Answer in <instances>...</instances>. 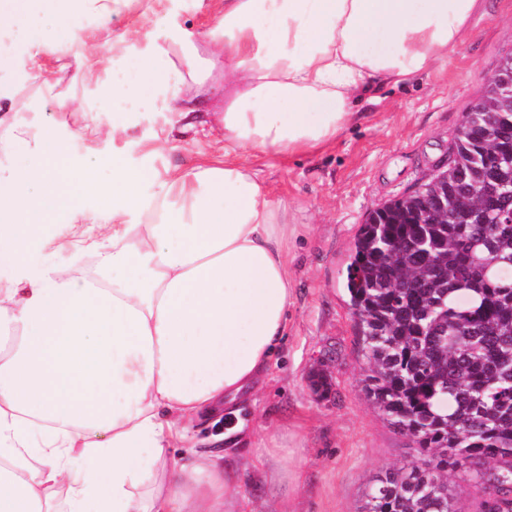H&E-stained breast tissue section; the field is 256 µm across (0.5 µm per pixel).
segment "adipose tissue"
Wrapping results in <instances>:
<instances>
[{"instance_id": "ef3b65f1", "label": "adipose tissue", "mask_w": 512, "mask_h": 512, "mask_svg": "<svg viewBox=\"0 0 512 512\" xmlns=\"http://www.w3.org/2000/svg\"><path fill=\"white\" fill-rule=\"evenodd\" d=\"M122 0H0V512H239L237 468L177 452L186 426L252 391L288 334V203L242 156L309 155L359 118L361 101L447 61L481 0H200L205 39L156 46L112 81L113 138L134 113L172 114L174 135L219 130L224 152L164 175L112 161L101 183L58 125L12 117L23 69L81 39L87 76L105 62L84 20ZM153 180L143 198L140 185ZM111 225L92 273L36 262L45 228Z\"/></svg>"}]
</instances>
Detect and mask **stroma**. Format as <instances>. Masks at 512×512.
<instances>
[{"mask_svg":"<svg viewBox=\"0 0 512 512\" xmlns=\"http://www.w3.org/2000/svg\"><path fill=\"white\" fill-rule=\"evenodd\" d=\"M471 26V36L441 68L384 88L379 101L367 105L364 119L324 151L274 163L258 153L249 157L291 206L295 289L288 338L255 396L236 405L235 417L245 430L276 433L283 465L299 474L297 484H288L259 465L257 449H236L249 512H274L279 496L289 498L291 512H361L373 478L408 465L416 455L409 438L363 391L367 363L347 305L346 266L369 211L446 169L448 143L463 113L479 101L501 58L512 54V0H485ZM205 29L197 0H132L113 15L99 45L113 65L126 67L152 56L155 45L169 37ZM119 35L125 43L114 44ZM86 52L82 42L71 41L51 45L38 57V64L55 69V81L48 87L18 86L20 125H61L74 153L104 158L98 170L103 181L111 176L108 161L116 153L130 165L158 172L222 153L224 140L217 132L184 133L152 157L125 141H111L106 132L112 115L100 109V84L112 75L103 70L97 80L87 79L77 66ZM70 97L85 100V109L63 111L60 103ZM74 240L66 225H49L40 264L52 269L78 264ZM321 369L331 382L325 394L313 385Z\"/></svg>","mask_w":512,"mask_h":512,"instance_id":"35a3bbf8","label":"stroma"}]
</instances>
